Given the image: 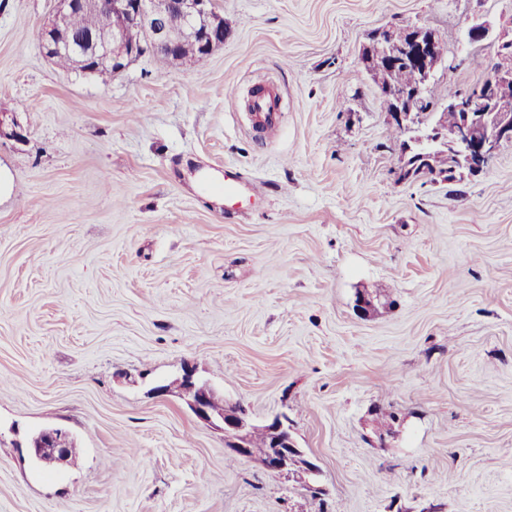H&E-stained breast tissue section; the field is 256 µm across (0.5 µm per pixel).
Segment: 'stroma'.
Returning a JSON list of instances; mask_svg holds the SVG:
<instances>
[{
    "instance_id": "1",
    "label": "stroma",
    "mask_w": 512,
    "mask_h": 512,
    "mask_svg": "<svg viewBox=\"0 0 512 512\" xmlns=\"http://www.w3.org/2000/svg\"><path fill=\"white\" fill-rule=\"evenodd\" d=\"M215 6L211 55L104 84L43 55L54 0H0V512H512V143L401 180L360 57L430 27L437 89L467 87L470 24L512 25V0ZM228 169L257 190L230 212ZM186 370L254 424L287 415L321 496L153 394ZM47 428L67 463L37 461ZM32 447L37 457L45 456L48 459L43 461L54 464L67 461L71 456L73 445L68 433L51 428L41 431L34 438Z\"/></svg>"
}]
</instances>
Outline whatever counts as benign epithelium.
I'll return each instance as SVG.
<instances>
[{"label":"benign epithelium","instance_id":"obj_1","mask_svg":"<svg viewBox=\"0 0 512 512\" xmlns=\"http://www.w3.org/2000/svg\"><path fill=\"white\" fill-rule=\"evenodd\" d=\"M52 15L41 25L37 37L46 56L66 52L76 59L77 65L89 69L108 64L119 74L129 64L146 55L179 54L180 47L196 43L199 57L210 55L224 45L227 36L224 17L213 7V0H54ZM90 9L102 15L104 33L76 38L69 34L71 20L80 10ZM121 18L112 26V16ZM393 29L375 31L366 44L381 55L393 59L410 58L414 63L415 79L412 86L394 92L397 108L390 113L393 121L404 131L414 130L412 103L427 90L441 60L437 59L434 30L417 26L406 41H396ZM472 42L495 43L501 49L498 63L484 83L485 106L475 110L460 96L448 98L446 106L461 114L457 124L446 130L431 127L410 138L421 157L427 158L434 151L446 148L455 154L457 169L472 175L481 173L496 154L502 143L512 142V98L502 94V88L512 83V30L494 31L486 20L477 17L468 28ZM176 390L183 397L195 416L212 422L218 418L223 423L226 447L240 456L252 455L250 434L261 431L267 441L262 457L264 466L277 474L288 475L299 471L316 473L315 466L303 458L292 436L288 417L276 416L256 428L248 410L238 404L226 406L205 383L186 371L171 384L153 389L157 395ZM32 447L38 457H46L50 464L63 463L71 456L72 441L68 433L45 429L34 438Z\"/></svg>","mask_w":512,"mask_h":512}]
</instances>
